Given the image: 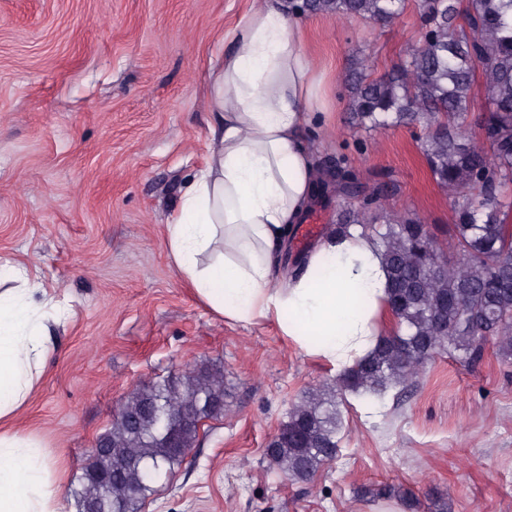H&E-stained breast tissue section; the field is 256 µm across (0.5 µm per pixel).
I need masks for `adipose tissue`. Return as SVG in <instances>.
<instances>
[{
	"label": "adipose tissue",
	"mask_w": 512,
	"mask_h": 512,
	"mask_svg": "<svg viewBox=\"0 0 512 512\" xmlns=\"http://www.w3.org/2000/svg\"><path fill=\"white\" fill-rule=\"evenodd\" d=\"M227 37L208 90L216 113L208 155L166 227L170 255L215 313L275 321L302 349L344 370L383 333L388 278L373 241L352 229L323 240L299 278L273 276L321 177L308 136L325 124L322 88L300 20L283 0H262ZM12 279L0 291V512H65L56 470L15 425L47 354L37 314L62 307L28 268H14Z\"/></svg>",
	"instance_id": "obj_1"
}]
</instances>
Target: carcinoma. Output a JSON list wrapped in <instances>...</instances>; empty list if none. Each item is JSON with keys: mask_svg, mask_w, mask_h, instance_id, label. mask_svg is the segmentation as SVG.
I'll return each instance as SVG.
<instances>
[{"mask_svg": "<svg viewBox=\"0 0 512 512\" xmlns=\"http://www.w3.org/2000/svg\"><path fill=\"white\" fill-rule=\"evenodd\" d=\"M406 0H288L293 16H353L389 25ZM419 45L375 75L365 58L346 74L347 109L361 125L423 130L420 150L453 213L454 262L444 260L431 225L382 203L387 189L362 181L347 157L322 173L324 194L344 200L330 233L360 226L373 235L389 280L396 330L367 357L341 372L334 386L309 388L265 448L294 479H308L336 457L342 426L337 397L383 396L404 386L437 354L474 366L493 342L512 357V0H417ZM484 119L468 115L474 89ZM224 416V371L206 367L169 375L133 390L102 434L73 490L78 512H141L162 472L182 457L176 437L193 447L206 420Z\"/></svg>", "mask_w": 512, "mask_h": 512, "instance_id": "obj_1", "label": "carcinoma"}]
</instances>
